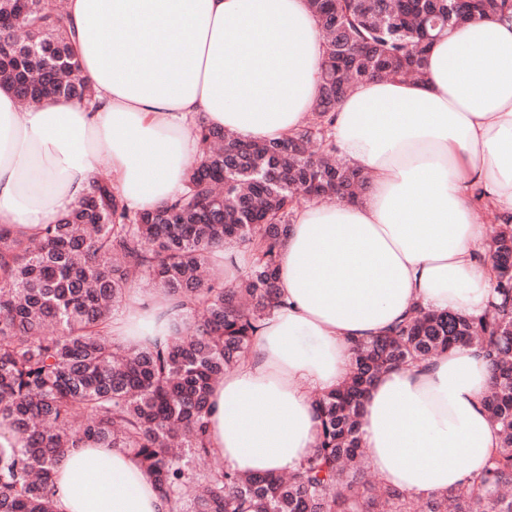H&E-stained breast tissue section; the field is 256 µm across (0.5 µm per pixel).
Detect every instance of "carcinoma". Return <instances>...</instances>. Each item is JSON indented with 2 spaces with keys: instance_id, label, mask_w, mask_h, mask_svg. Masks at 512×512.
I'll list each match as a JSON object with an SVG mask.
<instances>
[{
  "instance_id": "obj_1",
  "label": "carcinoma",
  "mask_w": 512,
  "mask_h": 512,
  "mask_svg": "<svg viewBox=\"0 0 512 512\" xmlns=\"http://www.w3.org/2000/svg\"><path fill=\"white\" fill-rule=\"evenodd\" d=\"M327 42L321 91L305 127L253 143L197 121L202 151L184 191L132 211L112 180L35 238L0 228V426L23 447L0 459V512H57L52 487L71 448L135 455L169 512H413L410 495L366 466L358 437L378 374L452 346H480L492 379L484 402L499 437L483 470L433 494L419 512H512V223L489 242L493 298L478 317L422 307L355 345L349 374L316 395L321 432L297 470L259 476L195 461L213 455L210 391L244 361L278 306L276 268L294 208L355 198L368 182L340 157L332 114L358 83L419 78L435 32L512 16V0H309ZM79 34L51 0H0V86L27 104L92 99L75 51ZM248 256L227 285L212 267L224 248ZM152 285L189 310L165 343L131 345L108 331L128 292Z\"/></svg>"
}]
</instances>
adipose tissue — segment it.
Instances as JSON below:
<instances>
[{"mask_svg":"<svg viewBox=\"0 0 512 512\" xmlns=\"http://www.w3.org/2000/svg\"><path fill=\"white\" fill-rule=\"evenodd\" d=\"M92 104L21 107L0 88V224L39 235L102 169L134 211L170 202L195 163V118L263 142L301 129L320 91L323 32L308 0H66ZM370 171L361 199L295 209L279 259L281 305L212 391L208 437L225 469L289 472L318 446L312 395L338 387L351 348L417 306L478 315L491 263L473 187L512 218V21L442 32L415 80L357 84L331 125ZM166 300L112 322L132 343L168 336ZM491 369L458 346L370 385L359 437L388 484L426 497L467 482L496 448L483 406ZM59 512H169L136 457L75 448Z\"/></svg>","mask_w":512,"mask_h":512,"instance_id":"adipose-tissue-1","label":"adipose tissue"}]
</instances>
